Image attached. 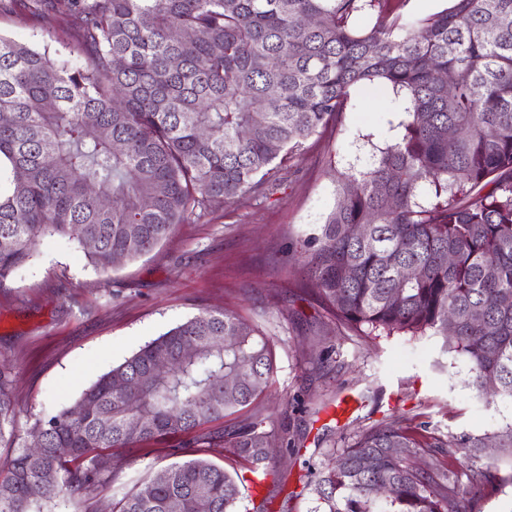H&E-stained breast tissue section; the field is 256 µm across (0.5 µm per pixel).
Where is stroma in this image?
Returning <instances> with one entry per match:
<instances>
[{"mask_svg": "<svg viewBox=\"0 0 512 512\" xmlns=\"http://www.w3.org/2000/svg\"><path fill=\"white\" fill-rule=\"evenodd\" d=\"M75 0H53L32 13L26 0H0V35L36 49L62 50L73 30ZM392 95L354 90L339 131L276 164L261 191L189 216L138 260L107 271L88 265L76 241L49 238L0 287V360L15 376L16 430L71 404L98 376L145 343L200 312L227 311L258 327L275 352V373L253 407L213 421L231 431L266 414L265 430L287 433L294 451L277 446L272 474L244 490L240 502L268 500V512H313L306 488L313 471L332 466L364 428L399 423L424 446L418 462L466 482L470 463L434 439L494 434L512 425V398L486 404L467 361L441 350L438 338L366 336L337 323L301 268L304 241L336 203L337 167L365 169L402 134ZM328 362H318L324 348ZM348 401L345 414L336 405ZM171 459L160 444L112 451V483L94 499L111 506ZM494 487L475 512H512V464L500 463Z\"/></svg>", "mask_w": 512, "mask_h": 512, "instance_id": "obj_1", "label": "stroma"}]
</instances>
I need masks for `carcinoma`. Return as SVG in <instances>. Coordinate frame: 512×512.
<instances>
[{"mask_svg":"<svg viewBox=\"0 0 512 512\" xmlns=\"http://www.w3.org/2000/svg\"><path fill=\"white\" fill-rule=\"evenodd\" d=\"M448 2L410 23L392 0H77L76 61L0 36V285L47 237L96 241L85 255L98 271L151 252L190 214L257 192L277 159L337 125L353 90L385 88L404 133L368 169L337 172L308 279L338 322L439 337L486 402L512 397V0ZM274 370L269 340L233 314L177 324L35 421L0 480V512L87 500L110 480L109 449L177 435L166 452L187 460L112 512H236L248 477L213 458L264 477L265 449L292 442L260 420L203 425L253 404ZM229 375L238 387L224 388ZM12 385L4 363L0 443L15 439ZM141 411L145 426L130 428ZM495 440L512 461V427ZM418 447L407 426L363 430L309 482L314 512H473L498 464L483 461L486 438L448 440L473 461L466 485L414 467Z\"/></svg>","mask_w":512,"mask_h":512,"instance_id":"obj_1","label":"carcinoma"}]
</instances>
